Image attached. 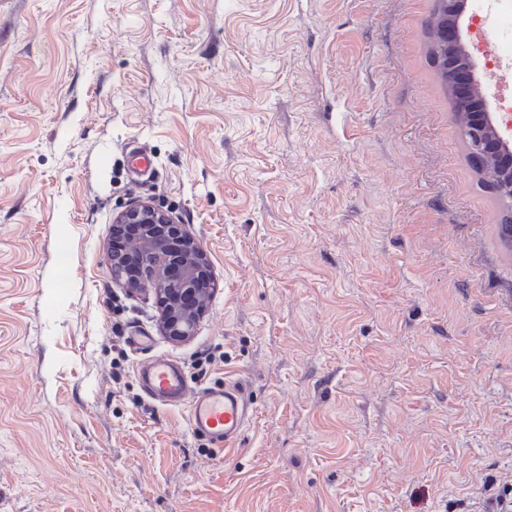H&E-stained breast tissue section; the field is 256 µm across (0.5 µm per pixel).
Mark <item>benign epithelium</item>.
I'll list each match as a JSON object with an SVG mask.
<instances>
[{
	"instance_id": "1",
	"label": "benign epithelium",
	"mask_w": 512,
	"mask_h": 512,
	"mask_svg": "<svg viewBox=\"0 0 512 512\" xmlns=\"http://www.w3.org/2000/svg\"><path fill=\"white\" fill-rule=\"evenodd\" d=\"M480 107L474 126L467 129V141L474 151L512 150L509 141L498 133L486 137L484 123L489 119L492 103L479 95ZM121 227L117 237L127 241L110 250L113 279L134 292L145 283L159 284L155 289L163 334L173 342H183L194 335L205 311L202 298L215 285L209 260L203 250L162 207L142 201L123 210L115 219Z\"/></svg>"
}]
</instances>
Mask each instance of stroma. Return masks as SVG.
Wrapping results in <instances>:
<instances>
[{
  "mask_svg": "<svg viewBox=\"0 0 512 512\" xmlns=\"http://www.w3.org/2000/svg\"><path fill=\"white\" fill-rule=\"evenodd\" d=\"M433 5L0 0V512H497L512 248ZM141 200L212 265L183 343L112 280ZM159 354L243 385L235 452L144 394ZM435 0V7L432 16L428 22L429 36V55L435 65L440 78L452 96L453 110L455 119L461 130H465L469 126L472 117L471 105L475 99L473 96L458 99L452 93L450 81L448 80V70L446 69V60L448 58V44L442 38L443 28L448 23V6L456 3L455 0Z\"/></svg>",
  "mask_w": 512,
  "mask_h": 512,
  "instance_id": "35a3bbf8",
  "label": "stroma"
}]
</instances>
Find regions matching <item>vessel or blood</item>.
<instances>
[{"mask_svg":"<svg viewBox=\"0 0 512 512\" xmlns=\"http://www.w3.org/2000/svg\"><path fill=\"white\" fill-rule=\"evenodd\" d=\"M138 378L155 401L187 406L189 425L197 436L218 448L237 444L249 419V405L240 383L193 390L179 365L163 356L141 365Z\"/></svg>","mask_w":512,"mask_h":512,"instance_id":"obj_1","label":"vessel or blood"}]
</instances>
